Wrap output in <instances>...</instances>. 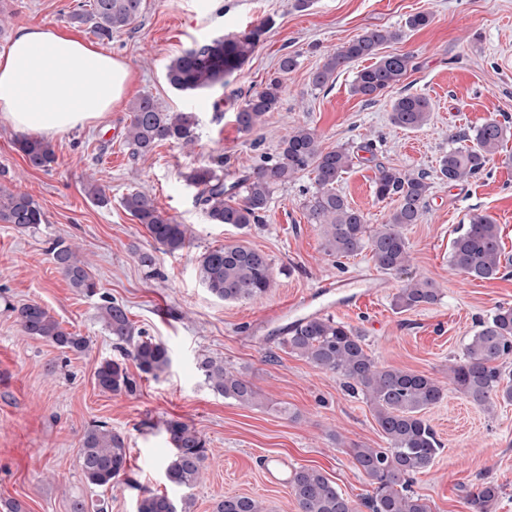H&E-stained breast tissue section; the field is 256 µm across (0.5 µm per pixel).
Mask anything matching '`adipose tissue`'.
<instances>
[{"instance_id":"adipose-tissue-1","label":"adipose tissue","mask_w":512,"mask_h":512,"mask_svg":"<svg viewBox=\"0 0 512 512\" xmlns=\"http://www.w3.org/2000/svg\"><path fill=\"white\" fill-rule=\"evenodd\" d=\"M129 82L128 65L93 45L22 27L0 53V117L20 135L48 139L111 111Z\"/></svg>"}]
</instances>
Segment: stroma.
<instances>
[{
  "mask_svg": "<svg viewBox=\"0 0 512 512\" xmlns=\"http://www.w3.org/2000/svg\"><path fill=\"white\" fill-rule=\"evenodd\" d=\"M78 2L0 0V53L20 27L47 26L124 60L132 73L112 111L52 139L56 161L49 169L30 168L18 134L0 121V191L30 195L46 218L30 229L0 223V500L20 501L26 512H70L73 501L103 499L108 512H137L150 491L189 504L190 512H213L218 500L240 494L261 501L265 512H298L289 489L264 479L261 462L269 455L297 468L323 469L352 500L370 493L349 455L357 446L386 445L369 403L342 377L289 353L276 327H258L263 315L321 279L373 269L370 254L339 259L324 253L323 235L303 207L314 190L310 173L277 188L264 223L245 230L209 223L185 180L192 168L219 157L225 180H235L260 157L275 156L288 133L306 124L326 149L372 144L337 185L370 224L384 223L393 208L373 194L378 165L432 176L426 212L405 230L406 271L385 274L380 296L333 317L362 334L379 365L422 372L447 386L443 401L425 412L443 449L430 469L414 476L410 492L425 498L431 512H468L466 491L488 479L502 488L493 512H512V402L486 410L447 385L477 321L498 306H512V0H313L304 10L295 9L294 0H144L137 23L108 40L70 23ZM417 13L429 14L430 24L407 29L406 19ZM264 19L271 22L267 33L227 84L198 93L170 87L165 73L172 58ZM373 28L401 30L385 51L413 55L415 68L403 83L373 103L351 94L352 67L330 87H311L309 75L326 52ZM287 53L299 64L287 77L279 109L251 132H240L234 116L245 95L260 90ZM408 92L433 104L430 123L415 132L390 121L391 99ZM143 95L164 110L195 113L194 143L164 142L132 157L124 133L129 106ZM491 119L508 133L485 169L459 183L436 179L440 156ZM90 179L104 190L106 204L87 196ZM134 189L188 226L189 246L174 253L158 249L121 205ZM475 213L490 215L500 229L502 267L491 280L473 281L449 266L456 230ZM58 240L72 244L87 263L96 295L71 288L56 268L50 248ZM228 243L270 258L273 283L262 298L227 303L202 286L200 255ZM145 251L154 254L153 267L138 259ZM412 278L433 280L440 298L397 311L394 296ZM107 301L124 306L135 329L171 354L169 369L157 379L127 362L136 382L130 394L102 391L95 381L101 361L121 357L101 320ZM25 303L41 305L67 332L87 337L89 349L72 352L23 335L13 309ZM201 354L220 357L251 379L257 403L243 406L214 393L196 369ZM171 420L190 424L207 442L202 479L191 489L165 477ZM100 422L128 448L126 478L107 491L85 481L78 454L87 429Z\"/></svg>",
  "mask_w": 512,
  "mask_h": 512,
  "instance_id": "35a3bbf8",
  "label": "stroma"
}]
</instances>
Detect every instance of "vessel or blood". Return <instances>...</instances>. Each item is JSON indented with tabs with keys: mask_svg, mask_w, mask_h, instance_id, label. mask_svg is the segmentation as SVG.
<instances>
[{
	"mask_svg": "<svg viewBox=\"0 0 512 512\" xmlns=\"http://www.w3.org/2000/svg\"><path fill=\"white\" fill-rule=\"evenodd\" d=\"M383 286V281L366 273L346 279H325L318 282L315 290L299 301L268 315L267 320L276 324L280 331L284 332L290 325L295 324L298 313L314 310L318 299L332 297L336 300L337 308H350L366 303L376 296ZM263 471L269 483L285 488L291 481L294 468L283 457L269 456L264 461Z\"/></svg>",
	"mask_w": 512,
	"mask_h": 512,
	"instance_id": "b4317fda",
	"label": "vessel or blood"
}]
</instances>
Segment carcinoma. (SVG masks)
<instances>
[{
	"label": "carcinoma",
	"instance_id": "obj_1",
	"mask_svg": "<svg viewBox=\"0 0 512 512\" xmlns=\"http://www.w3.org/2000/svg\"><path fill=\"white\" fill-rule=\"evenodd\" d=\"M143 0H90L87 6L69 15L70 23L89 24L101 38L123 30L138 21ZM267 22L222 38L196 44L173 58L166 67V80L180 92L194 93L224 85L255 53ZM401 38V31L388 28L368 29L348 43L327 52L321 67L311 73L315 89L328 84L337 71L371 59L373 63L358 70L351 93L367 102L385 96L413 68L408 54H380L381 46ZM297 67V58L285 54L277 71L261 90L249 95L235 113V122L243 132L251 131L268 112L277 110L286 89V76ZM391 123L403 130H419L427 125L432 108L426 96L406 94L390 103ZM197 117L193 112H167L153 97L144 95L131 106L126 141L132 155L145 156L161 142L188 146L194 142ZM506 136L505 127L496 120L482 123L474 130L472 145L448 149L439 159L438 176L450 183L479 174L499 151ZM19 150L27 164L47 170L55 162V153L43 140L29 137L19 141ZM217 159L193 168L186 182L196 190L195 202L212 224H229L240 230L264 222L274 191L296 174L310 170L315 191L306 204L307 216L319 225L324 250L336 258L356 256L367 250L375 266L384 272H402L409 263V246L403 233L406 226L419 223L426 207L430 183L424 172L407 173L380 165L373 181L374 196L391 200L394 208L386 222L369 229L366 215L352 207L336 188L353 166V157L343 146L322 148L314 128L296 126L283 139L275 160L251 165L237 181L224 182L222 165ZM123 208L142 224L154 244L174 253L184 249L191 234L185 224L158 209L147 193L134 190L122 199ZM0 222L22 228L45 223L44 212L30 196L0 193ZM52 259L71 287L87 294L96 293L97 283L85 261L63 241L51 249ZM500 229L485 214H473L450 246L449 266L472 280H490L501 266ZM201 284L215 298L232 303L263 297L272 282V263L260 250L241 244H224L206 250L198 261ZM439 300V288L429 279L412 278L394 297V307L409 311L432 305ZM21 332L45 340L61 349L82 352L87 339L68 333L38 304L15 309ZM105 329L113 346L130 358L138 370L155 379L170 367L167 347L150 338L135 335L123 306L108 302L102 307ZM282 344L305 359L312 367L334 373L359 390L372 406L375 419L387 441L385 448L358 446L349 450L354 466L373 487L363 499L370 512H430L427 502L407 493L414 475L429 469L441 450L436 432L424 417V411L445 397L444 386L432 376L414 371L383 367L368 353L364 338L350 326L329 316H314L289 329ZM512 355V306H499L466 345L459 362L450 368L454 389L472 403L486 408L495 399L512 402V384L506 381L501 360ZM197 369L215 393L241 405L256 403L258 392L243 375L224 367V361L202 354ZM97 385L112 393L130 392L135 382L127 367L112 359L101 362L95 372ZM165 432L173 449L166 466V477L174 485L191 489L201 478L207 460L206 441L189 424L166 423ZM81 471L91 486L110 489L126 474L128 448L124 438L107 425L86 431L78 450ZM299 512H359L325 472L302 466L294 471L289 487ZM501 488L483 482L467 491L469 512H492ZM137 512H177L173 501L160 494L143 496ZM215 512H263L259 502L245 495L226 496Z\"/></svg>",
	"mask_w": 512,
	"mask_h": 512
}]
</instances>
